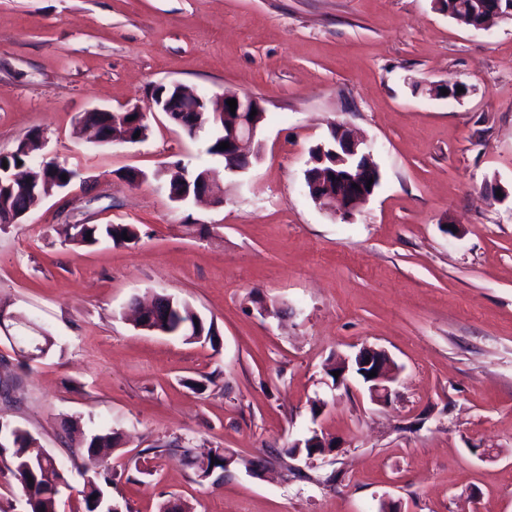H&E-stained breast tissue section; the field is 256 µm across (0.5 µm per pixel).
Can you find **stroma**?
Wrapping results in <instances>:
<instances>
[{
  "label": "stroma",
  "instance_id": "35a3bbf8",
  "mask_svg": "<svg viewBox=\"0 0 512 512\" xmlns=\"http://www.w3.org/2000/svg\"><path fill=\"white\" fill-rule=\"evenodd\" d=\"M169 82L260 99L248 172L207 154L211 129L192 138L161 113L141 142L78 134L84 112ZM337 123L381 172L347 218L304 187ZM35 131L33 162L78 177L0 225V422L69 468L57 512H83L72 418L87 435L117 428L105 493L128 512H512V19L472 30L434 0H0V154ZM177 162L218 173L223 204L171 200L154 175ZM75 224L139 239L80 246ZM157 294L214 342L134 327L130 303ZM41 331L53 346L20 368L12 337ZM364 346L399 367L387 403L326 374ZM314 430L336 449L285 456ZM177 438L238 463L218 482L151 454Z\"/></svg>",
  "mask_w": 512,
  "mask_h": 512
}]
</instances>
